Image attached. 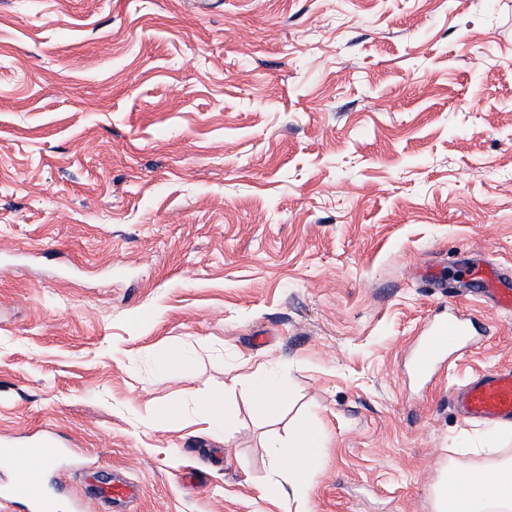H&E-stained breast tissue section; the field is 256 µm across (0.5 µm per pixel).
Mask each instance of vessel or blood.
<instances>
[{
	"label": "vessel or blood",
	"instance_id": "vessel-or-blood-1",
	"mask_svg": "<svg viewBox=\"0 0 512 512\" xmlns=\"http://www.w3.org/2000/svg\"><path fill=\"white\" fill-rule=\"evenodd\" d=\"M499 280L498 269L491 267L481 286L496 288L498 308L511 313L512 289L499 287ZM475 328L474 319L459 313L427 324L414 357L415 372L428 375L438 357L447 351L449 339L467 340ZM453 403L462 421L512 423V367H499L474 376L457 390ZM0 453L9 461L8 469L0 472V504L19 503L26 512H61L60 498L31 470L35 459L54 463L65 455L66 450L54 433L45 430L19 444L0 443ZM138 495L137 485L119 474L94 492L105 512H126Z\"/></svg>",
	"mask_w": 512,
	"mask_h": 512
}]
</instances>
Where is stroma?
I'll use <instances>...</instances> for the list:
<instances>
[{"instance_id":"obj_1","label":"stroma","mask_w":512,"mask_h":512,"mask_svg":"<svg viewBox=\"0 0 512 512\" xmlns=\"http://www.w3.org/2000/svg\"><path fill=\"white\" fill-rule=\"evenodd\" d=\"M478 261L512 278V0H0V437L93 464L61 500L100 512L121 468L136 512H288L267 443L315 415L310 512H433L491 464L453 393L512 366ZM452 312L489 333L416 376ZM245 360L290 384L277 419ZM197 407L214 435L224 437V441L232 436L234 425L225 417L223 397L203 396L197 401Z\"/></svg>"}]
</instances>
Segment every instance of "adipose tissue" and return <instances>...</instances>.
Wrapping results in <instances>:
<instances>
[{
    "label": "adipose tissue",
    "mask_w": 512,
    "mask_h": 512,
    "mask_svg": "<svg viewBox=\"0 0 512 512\" xmlns=\"http://www.w3.org/2000/svg\"><path fill=\"white\" fill-rule=\"evenodd\" d=\"M252 400L269 413H277L289 395L288 387L274 370L247 374ZM326 430L316 419H303L295 428L287 453L272 450L270 467L273 477L259 490L261 498L303 501L308 487L324 465L322 448ZM289 457V466H281V457ZM461 489L456 497L444 493L446 483ZM434 512H512V460L503 458L493 468H449L442 483L433 489Z\"/></svg>",
    "instance_id": "1"
}]
</instances>
